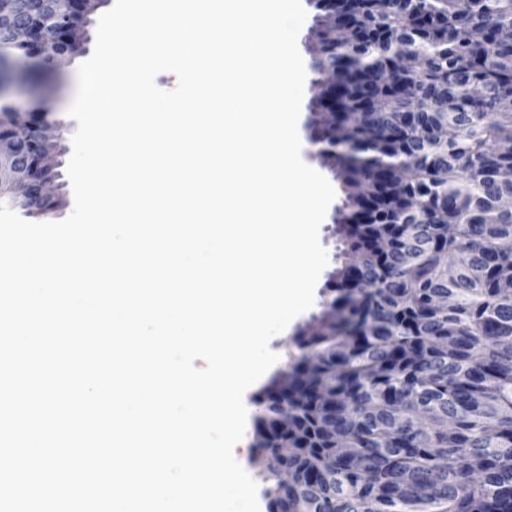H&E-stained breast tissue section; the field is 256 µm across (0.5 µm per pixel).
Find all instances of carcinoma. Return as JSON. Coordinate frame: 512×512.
<instances>
[{"label": "carcinoma", "mask_w": 512, "mask_h": 512, "mask_svg": "<svg viewBox=\"0 0 512 512\" xmlns=\"http://www.w3.org/2000/svg\"><path fill=\"white\" fill-rule=\"evenodd\" d=\"M314 8L310 111L349 130L313 143L341 182L350 260L255 399L267 512H512V0ZM399 45L425 60L408 95ZM67 49L48 29L34 65ZM15 206L37 219L56 203Z\"/></svg>", "instance_id": "1"}]
</instances>
